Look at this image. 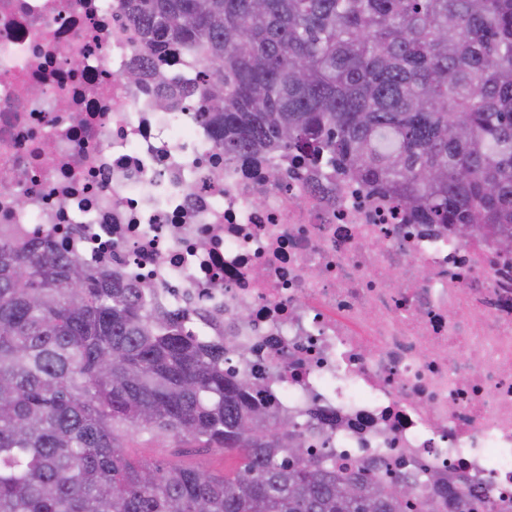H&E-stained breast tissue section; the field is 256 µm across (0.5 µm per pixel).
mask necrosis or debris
I'll return each mask as SVG.
<instances>
[{
  "label": "necrosis or debris",
  "instance_id": "1",
  "mask_svg": "<svg viewBox=\"0 0 512 512\" xmlns=\"http://www.w3.org/2000/svg\"><path fill=\"white\" fill-rule=\"evenodd\" d=\"M202 98L197 59L149 55L122 0H0V239L232 340L266 409L313 424L337 472L409 475L412 512L451 491L512 512V252L415 223L341 166L225 156Z\"/></svg>",
  "mask_w": 512,
  "mask_h": 512
}]
</instances>
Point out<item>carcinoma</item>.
I'll return each mask as SVG.
<instances>
[{"label":"carcinoma","instance_id":"obj_1","mask_svg":"<svg viewBox=\"0 0 512 512\" xmlns=\"http://www.w3.org/2000/svg\"><path fill=\"white\" fill-rule=\"evenodd\" d=\"M150 52L191 49L229 156L340 161L422 224L512 239V0H126ZM77 256L0 239V512H379L188 331ZM139 434L217 448V472L129 458Z\"/></svg>","mask_w":512,"mask_h":512}]
</instances>
